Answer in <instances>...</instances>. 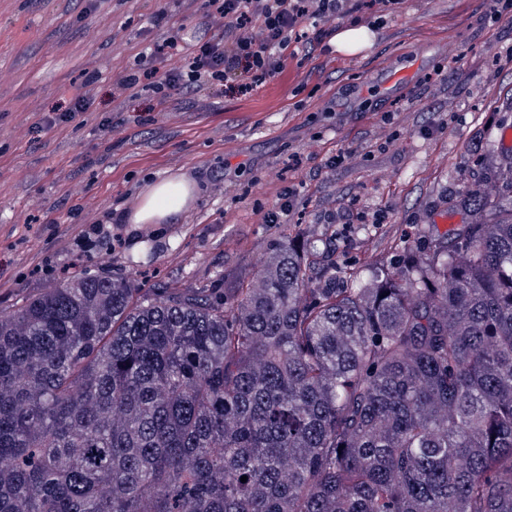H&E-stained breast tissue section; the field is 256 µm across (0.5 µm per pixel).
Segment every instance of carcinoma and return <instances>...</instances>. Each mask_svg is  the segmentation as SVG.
Segmentation results:
<instances>
[{"mask_svg": "<svg viewBox=\"0 0 512 512\" xmlns=\"http://www.w3.org/2000/svg\"><path fill=\"white\" fill-rule=\"evenodd\" d=\"M426 258L0 313V512H512V198ZM247 477L241 482V477Z\"/></svg>", "mask_w": 512, "mask_h": 512, "instance_id": "obj_1", "label": "carcinoma"}]
</instances>
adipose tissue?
Here are the masks:
<instances>
[{"mask_svg":"<svg viewBox=\"0 0 512 512\" xmlns=\"http://www.w3.org/2000/svg\"><path fill=\"white\" fill-rule=\"evenodd\" d=\"M197 183L187 176L159 178L147 184L129 214L131 224H173L181 219L197 194Z\"/></svg>","mask_w":512,"mask_h":512,"instance_id":"adipose-tissue-1","label":"adipose tissue"}]
</instances>
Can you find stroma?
Here are the masks:
<instances>
[{
	"instance_id": "obj_1",
	"label": "stroma",
	"mask_w": 512,
	"mask_h": 512,
	"mask_svg": "<svg viewBox=\"0 0 512 512\" xmlns=\"http://www.w3.org/2000/svg\"><path fill=\"white\" fill-rule=\"evenodd\" d=\"M204 0H0V311L78 276L138 288H235L273 247L320 254L322 282L424 256L503 191L512 149V14L492 0L361 10L372 48L303 35L251 94L119 91L169 29L199 35ZM402 68L411 77L387 85ZM90 106L69 107L90 74ZM111 129H103V119ZM199 183L175 224H131L148 180ZM293 209L265 223L286 187ZM352 225L350 236L340 224Z\"/></svg>"
}]
</instances>
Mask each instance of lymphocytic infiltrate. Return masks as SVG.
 <instances>
[{
	"mask_svg": "<svg viewBox=\"0 0 512 512\" xmlns=\"http://www.w3.org/2000/svg\"><path fill=\"white\" fill-rule=\"evenodd\" d=\"M209 12L203 35L185 42L180 31L140 54L138 70L125 86L145 85L168 97L208 84L245 95L279 73L285 53L308 26L353 17L358 0H207ZM181 49L183 63L157 77L150 57L165 49Z\"/></svg>",
	"mask_w": 512,
	"mask_h": 512,
	"instance_id": "obj_1",
	"label": "lymphocytic infiltrate"
}]
</instances>
